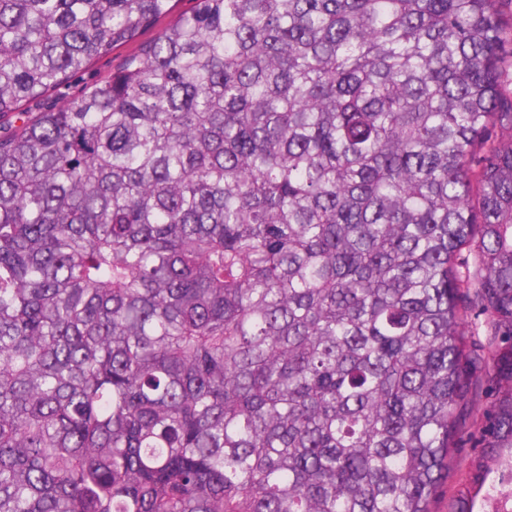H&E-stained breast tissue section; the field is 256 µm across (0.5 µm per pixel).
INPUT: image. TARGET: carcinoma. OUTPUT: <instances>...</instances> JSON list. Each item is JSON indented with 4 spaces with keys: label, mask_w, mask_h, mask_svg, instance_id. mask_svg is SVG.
<instances>
[{
    "label": "carcinoma",
    "mask_w": 512,
    "mask_h": 512,
    "mask_svg": "<svg viewBox=\"0 0 512 512\" xmlns=\"http://www.w3.org/2000/svg\"><path fill=\"white\" fill-rule=\"evenodd\" d=\"M170 2L0 0V512H433L469 421L512 477V0H196L22 112ZM171 6L170 13L158 25L145 30L131 43L118 47L99 59L92 60L85 71L63 83L56 90L49 92L47 96L26 102L23 112H30L33 115L37 112H45L69 96L77 95L85 86L111 74L141 42L155 36L163 26L172 23L179 15L190 12L195 6V0L172 1Z\"/></svg>",
    "instance_id": "cac0c4a2"
}]
</instances>
